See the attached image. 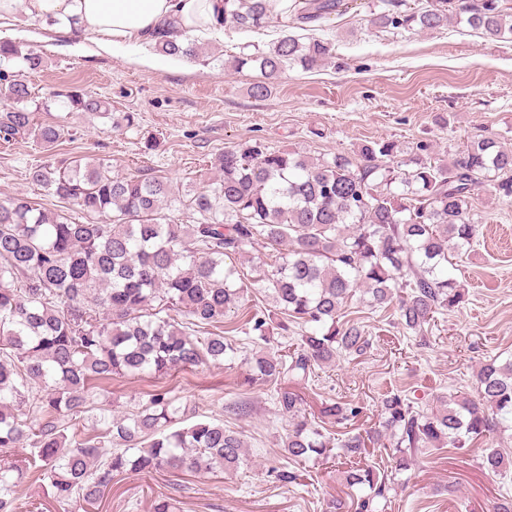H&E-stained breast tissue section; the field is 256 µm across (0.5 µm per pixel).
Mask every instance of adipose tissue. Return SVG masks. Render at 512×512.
Returning <instances> with one entry per match:
<instances>
[{
	"label": "adipose tissue",
	"mask_w": 512,
	"mask_h": 512,
	"mask_svg": "<svg viewBox=\"0 0 512 512\" xmlns=\"http://www.w3.org/2000/svg\"><path fill=\"white\" fill-rule=\"evenodd\" d=\"M24 13L71 38L100 34L109 45L148 41L156 33L180 41L220 31L224 0H0V19Z\"/></svg>",
	"instance_id": "adipose-tissue-1"
}]
</instances>
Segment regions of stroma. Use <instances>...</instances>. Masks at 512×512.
<instances>
[{
    "label": "stroma",
    "mask_w": 512,
    "mask_h": 512,
    "mask_svg": "<svg viewBox=\"0 0 512 512\" xmlns=\"http://www.w3.org/2000/svg\"><path fill=\"white\" fill-rule=\"evenodd\" d=\"M381 10V0H352L347 14L324 21L317 34L333 44L328 62L310 71L288 68L264 99L249 94L257 71L201 61L156 70L145 63L155 54L148 43L114 51L90 39L72 46L23 15L9 24L0 21V39L42 52L44 67L29 76L33 87H84L108 98L114 112L137 117L135 127L116 131L106 119L58 107L39 113V121L75 132L57 152L100 155L121 173L149 169L192 189L208 184L206 165L215 154L254 141L317 158L390 140L401 165L420 144L433 159L454 156L477 135L512 147V43L462 23L428 33L382 32L372 23ZM44 157L27 140L0 146V199L22 194L48 212H60L61 203L28 178L31 165ZM474 219L479 241L456 258L453 272L468 292L466 304L436 315L427 333L415 336L397 326L394 312L352 302L345 313L366 325L372 348L361 358L315 370L302 392L306 416L318 413L321 400L341 398L363 409L351 426L374 432L384 392L406 394L424 407L439 396L474 392L483 362L512 360V201L482 184ZM250 355L245 349L232 365L206 362L163 380L117 378L109 387L119 414L134 411L151 389L173 388L187 418H217L242 433L249 466L230 474L123 473L94 506L78 498L57 503L45 483L28 479L18 489L23 512L38 502L43 512H152L160 497L172 498L174 512H328L332 499L349 495L339 478L346 460L286 457L280 443L288 423L269 388L243 383ZM236 401L247 402V415L229 412ZM488 448L512 457V430L467 448L423 451L406 471V483L390 492L384 512H492L496 502L512 498V465L499 473L484 469ZM280 470L294 472L297 482L278 480Z\"/></svg>",
    "instance_id": "35a3bbf8"
}]
</instances>
